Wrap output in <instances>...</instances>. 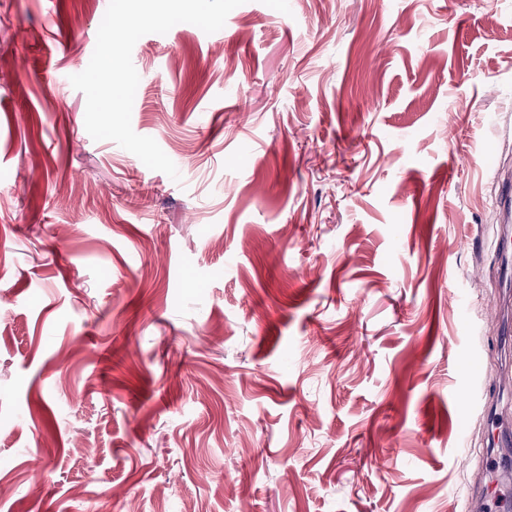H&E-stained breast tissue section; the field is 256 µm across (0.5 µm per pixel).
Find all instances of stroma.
Here are the masks:
<instances>
[{"mask_svg": "<svg viewBox=\"0 0 512 512\" xmlns=\"http://www.w3.org/2000/svg\"><path fill=\"white\" fill-rule=\"evenodd\" d=\"M108 2L0 0L6 512H500L512 0L141 37L132 128L176 181L85 128ZM496 209L499 216V224L512 223V179L504 178L496 197Z\"/></svg>", "mask_w": 512, "mask_h": 512, "instance_id": "35a3bbf8", "label": "stroma"}]
</instances>
